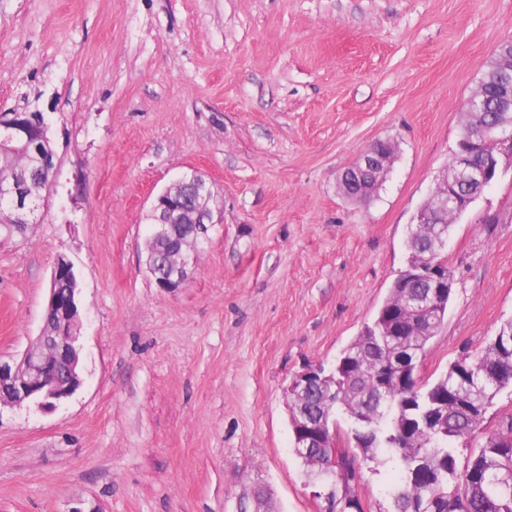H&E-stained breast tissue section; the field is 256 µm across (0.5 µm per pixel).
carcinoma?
Returning <instances> with one entry per match:
<instances>
[{"label":"carcinoma","instance_id":"cac0c4a2","mask_svg":"<svg viewBox=\"0 0 512 512\" xmlns=\"http://www.w3.org/2000/svg\"><path fill=\"white\" fill-rule=\"evenodd\" d=\"M480 84L481 109L466 113L458 141L460 150H477L487 129L512 124V71L492 61ZM50 140L35 152L0 153V174L25 182L30 197L42 195L54 168ZM437 224H415L406 240L407 262L442 258ZM174 248L159 243L154 266L173 261ZM423 289L419 282L389 288L372 322L356 336L328 370V378L288 396L290 417H301L328 434L331 421L343 414L349 422L351 449L334 459L330 448H312L299 456L309 481L332 499L334 512L359 506L357 488L363 465L392 464L400 477L391 487L389 512H512V417L493 431L484 428L495 396L512 386V347L501 335L503 324L477 352L449 364L429 383L400 382L393 377V352L422 355L444 323L447 308L424 311L413 304ZM443 416L444 431L426 424ZM483 435V442L459 461L456 442Z\"/></svg>","mask_w":512,"mask_h":512}]
</instances>
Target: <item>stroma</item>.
<instances>
[{
    "label": "stroma",
    "mask_w": 512,
    "mask_h": 512,
    "mask_svg": "<svg viewBox=\"0 0 512 512\" xmlns=\"http://www.w3.org/2000/svg\"><path fill=\"white\" fill-rule=\"evenodd\" d=\"M512 38V0H0V111L42 112L50 204L0 240V359L38 335L58 256L80 284L82 384L0 409V512H320L287 387L377 312ZM396 157L361 204L336 177ZM224 209L186 283L145 271L153 198L185 174ZM433 379L512 319V165L453 221ZM397 474L364 473L366 512ZM384 142L386 143L384 151L377 150L366 152L353 167L339 174V187L346 191L348 190V185L352 186L357 182H361L363 177L369 173H374L380 180L386 178L391 169L395 150L394 146L389 141Z\"/></svg>",
    "instance_id": "35a3bbf8"
}]
</instances>
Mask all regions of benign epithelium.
Here are the masks:
<instances>
[{"mask_svg":"<svg viewBox=\"0 0 512 512\" xmlns=\"http://www.w3.org/2000/svg\"><path fill=\"white\" fill-rule=\"evenodd\" d=\"M40 128L29 124L24 114H14L10 122H0V148H8L14 142L37 145ZM485 161L476 166L466 151L455 152L449 168L438 178L445 193L439 196L433 208L423 207L416 215L419 224H446L448 210L460 211V199L455 188L464 185L475 190L468 196L472 203L496 178L501 164L512 160V133L506 128L491 130L486 138ZM394 157V146L386 143L383 151H368L351 168L338 176L339 187H348L362 181L369 173L386 178ZM0 197L12 203L11 211L19 218L42 211L47 197H42L37 207L31 206L26 195V186L14 179L0 177ZM152 217L158 224L156 235L164 237L176 232L177 225L190 224L192 229L176 236L180 261L175 270L163 279H157L155 269L148 272L158 287L174 290L188 278V270L194 262L197 247L207 240L211 227L223 222L222 207L211 190L210 184L195 174L184 176L159 194L152 204ZM61 261L53 267L44 323L40 332L15 360H0V407H24L30 404L40 409H51L60 400L71 396L81 385L80 352L82 351L81 324L76 303L75 288H57ZM413 273L426 282L429 288L427 302L434 303L445 298L448 288V264L446 260L428 267H419ZM318 370L305 368L291 380L287 392L296 393L307 389L316 380ZM323 439L312 426L301 428L295 441L302 448H311Z\"/></svg>","mask_w":512,"mask_h":512,"instance_id":"benign-epithelium-1","label":"benign epithelium"}]
</instances>
